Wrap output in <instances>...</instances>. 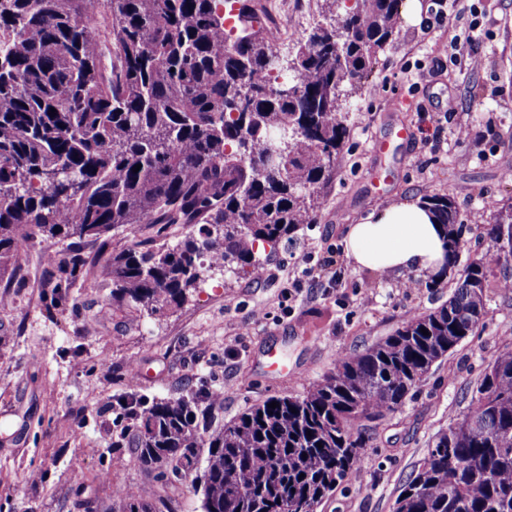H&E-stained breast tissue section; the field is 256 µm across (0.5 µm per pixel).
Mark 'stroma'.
<instances>
[{
  "instance_id": "obj_1",
  "label": "stroma",
  "mask_w": 512,
  "mask_h": 512,
  "mask_svg": "<svg viewBox=\"0 0 512 512\" xmlns=\"http://www.w3.org/2000/svg\"><path fill=\"white\" fill-rule=\"evenodd\" d=\"M420 23L402 19L348 106L349 134L336 178L315 223L299 225L277 249H257L266 279L224 267L205 269L179 307L150 315L112 300L104 269L138 242L175 246L193 229L115 227L89 254L93 274L54 304L42 251L20 255L28 271L0 290V512H76L84 488L99 512H112L117 488L154 496L157 483L137 460L112 404L224 391V421L272 397L298 396L329 372L338 354L390 335L411 312L447 301L453 287H427L425 275L377 276L344 252L348 225L403 199L454 196L466 246L462 258L492 254L486 236L495 207L512 203V0H447L444 25L433 0H418ZM325 0H282L269 29L288 30L292 52L327 13ZM303 23L291 30L293 17ZM481 66L472 67V57ZM456 112H449V105ZM469 126L474 136L462 137ZM487 316L435 365L402 411L370 424L349 480L317 512H392L401 485L450 419L465 411L468 386L512 332V293L489 292ZM268 314L254 322L252 313ZM276 351L282 366H269ZM107 362L110 374L98 362ZM141 372L136 388L127 376Z\"/></svg>"
}]
</instances>
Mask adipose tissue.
Instances as JSON below:
<instances>
[{
	"label": "adipose tissue",
	"instance_id": "1",
	"mask_svg": "<svg viewBox=\"0 0 512 512\" xmlns=\"http://www.w3.org/2000/svg\"><path fill=\"white\" fill-rule=\"evenodd\" d=\"M348 258L381 275L416 271L434 274L445 260L444 232L428 205L406 199L348 225Z\"/></svg>",
	"mask_w": 512,
	"mask_h": 512
}]
</instances>
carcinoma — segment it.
I'll use <instances>...</instances> for the list:
<instances>
[{
	"mask_svg": "<svg viewBox=\"0 0 512 512\" xmlns=\"http://www.w3.org/2000/svg\"><path fill=\"white\" fill-rule=\"evenodd\" d=\"M0 7V280L33 240L72 245L50 278L85 267L84 248L119 225L196 224L173 247L137 243L112 254V300L150 315L180 305L211 267L255 275L256 243L276 249L315 223L336 174L344 109L392 41L402 0L336 3L333 18L273 57L257 9L230 34L216 0H6ZM56 109L50 116V109ZM286 140L276 168L270 137ZM141 165L133 172L135 165ZM448 239L442 273L464 247L453 196L428 199ZM486 233L512 242V207ZM501 254L469 259L448 302L409 315L392 334L336 358L298 397H276L224 424V400L136 394L143 468L175 488L206 462L203 512H313L349 478L367 424L400 411L432 367L472 336L486 293L512 291ZM428 334H423L421 329ZM467 411L434 436L393 512H512V346L488 362ZM277 407H268L270 403ZM205 459H200L202 451ZM122 512H178L175 498L129 489Z\"/></svg>",
	"mask_w": 512,
	"mask_h": 512,
	"instance_id": "obj_1",
	"label": "carcinoma"
}]
</instances>
